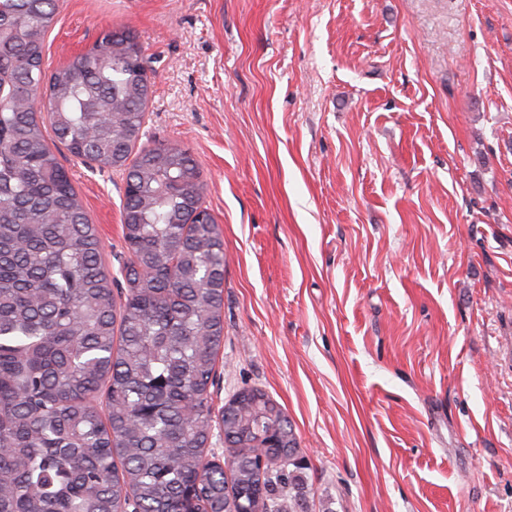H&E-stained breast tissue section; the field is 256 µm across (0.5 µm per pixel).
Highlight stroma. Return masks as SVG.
Here are the masks:
<instances>
[{
    "mask_svg": "<svg viewBox=\"0 0 512 512\" xmlns=\"http://www.w3.org/2000/svg\"><path fill=\"white\" fill-rule=\"evenodd\" d=\"M152 71L224 240L213 409H284L313 512H512V0H58ZM60 160L124 258L125 174Z\"/></svg>",
    "mask_w": 512,
    "mask_h": 512,
    "instance_id": "stroma-1",
    "label": "stroma"
}]
</instances>
